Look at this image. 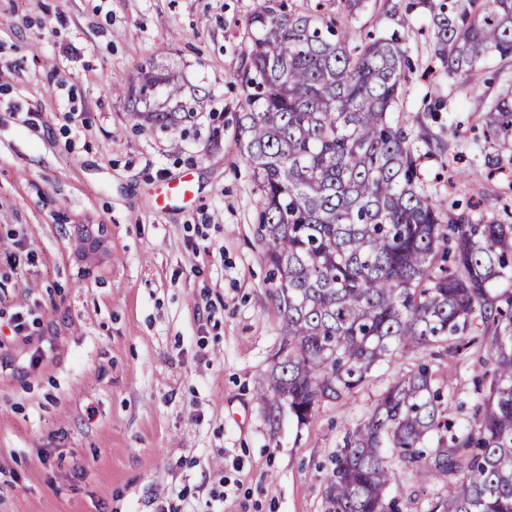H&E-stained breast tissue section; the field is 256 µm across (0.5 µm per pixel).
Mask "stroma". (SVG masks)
Returning a JSON list of instances; mask_svg holds the SVG:
<instances>
[{"mask_svg": "<svg viewBox=\"0 0 512 512\" xmlns=\"http://www.w3.org/2000/svg\"><path fill=\"white\" fill-rule=\"evenodd\" d=\"M256 0H0V225H21L37 286L29 336L0 348V512H326L331 461L346 430L422 354L376 367L349 395L320 403L305 424L270 430L255 391L270 368L283 318L256 236L258 195L237 139L246 19ZM355 37L392 31L380 0L336 13ZM412 69L393 111L426 124L451 152L471 157L469 123L512 79V58L472 73L428 75L430 20L405 34ZM68 68L65 86L52 77ZM195 95L174 128H136L143 71ZM444 108L429 111L434 100ZM9 102L38 108L43 125L9 117ZM191 201L161 213L155 198L184 173ZM423 187L466 207L498 181L471 165L449 181L435 158ZM101 230L81 254L78 226ZM38 370L13 365L41 340ZM488 353L471 345L431 364L452 381L449 417L471 420L474 378ZM446 478L394 470L403 512H425Z\"/></svg>", "mask_w": 512, "mask_h": 512, "instance_id": "obj_1", "label": "stroma"}]
</instances>
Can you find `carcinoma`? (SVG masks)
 Segmentation results:
<instances>
[{"label":"carcinoma","mask_w":512,"mask_h":512,"mask_svg":"<svg viewBox=\"0 0 512 512\" xmlns=\"http://www.w3.org/2000/svg\"><path fill=\"white\" fill-rule=\"evenodd\" d=\"M258 0L247 18L238 141L261 203L256 235L271 266V295L284 317L279 348L256 398L276 427L303 424L324 401L363 385L401 352L473 344L491 368L472 422L448 418L426 363L397 380L348 431L324 496L327 512H401L389 496L395 465L416 478H448L426 512H512V224L442 208L421 183L410 134L392 118L410 67L397 33L356 40L326 19ZM400 27L431 18L441 74L512 57V0H384ZM163 102L130 113L139 126L172 127L191 113L182 87L149 76ZM484 141L512 144V81L484 112Z\"/></svg>","instance_id":"cac0c4a2"}]
</instances>
